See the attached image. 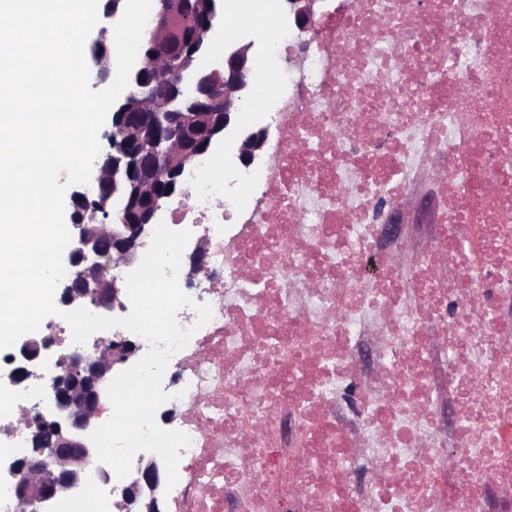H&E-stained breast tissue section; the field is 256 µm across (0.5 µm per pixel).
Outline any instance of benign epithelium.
Returning a JSON list of instances; mask_svg holds the SVG:
<instances>
[{"label": "benign epithelium", "mask_w": 512, "mask_h": 512, "mask_svg": "<svg viewBox=\"0 0 512 512\" xmlns=\"http://www.w3.org/2000/svg\"><path fill=\"white\" fill-rule=\"evenodd\" d=\"M317 0H287L289 17L303 32L311 29ZM199 0H156L153 25L143 33L150 52L130 77L138 98L134 107L120 100L112 106L110 150L95 165L91 188L71 194L74 245L68 275L60 292L63 306L78 309L88 302L103 312L124 309L122 288L101 277L102 259L131 267L138 249L162 214V200L180 192L183 172L221 143L235 146L245 167L263 160L270 127H244L237 113L250 90L255 61L253 43L224 48V62L201 73L193 55L206 50L216 4L208 0L189 48L175 37L172 23H194ZM98 192L112 204V216L90 211L89 196ZM103 355H76L72 371L58 388L50 416L31 414L32 452L13 459L3 475L14 482L15 512H50L53 499L81 486L94 457L90 440L109 377L138 358L129 337L101 340ZM39 357L38 342L19 343L5 359L8 382L20 386L30 377L29 363ZM164 468L157 460L139 461L121 488L114 489L125 512H162Z\"/></svg>", "instance_id": "benign-epithelium-1"}]
</instances>
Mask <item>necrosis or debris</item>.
<instances>
[{"instance_id":"4bbe7bcc","label":"necrosis or debris","mask_w":512,"mask_h":512,"mask_svg":"<svg viewBox=\"0 0 512 512\" xmlns=\"http://www.w3.org/2000/svg\"><path fill=\"white\" fill-rule=\"evenodd\" d=\"M246 2L273 65L242 118L279 137L259 168L209 153L165 207L206 247L162 382L189 439L167 512H512V0H319L306 34ZM422 179L429 224L390 237ZM38 336L2 458L97 349L57 315ZM54 510L121 512L93 478Z\"/></svg>"}]
</instances>
